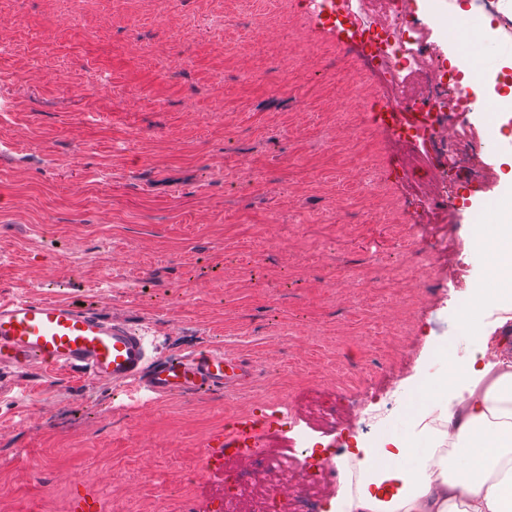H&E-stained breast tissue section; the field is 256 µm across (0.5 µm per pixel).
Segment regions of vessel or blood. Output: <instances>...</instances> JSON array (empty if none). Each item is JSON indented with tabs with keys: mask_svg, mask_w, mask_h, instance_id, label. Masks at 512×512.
Instances as JSON below:
<instances>
[{
	"mask_svg": "<svg viewBox=\"0 0 512 512\" xmlns=\"http://www.w3.org/2000/svg\"><path fill=\"white\" fill-rule=\"evenodd\" d=\"M34 366L117 386H143L160 397L236 389L254 372L249 361L220 348L154 356L141 330L70 301L1 296L0 369L23 373ZM274 425L259 407L238 415L210 443L205 468L220 469L226 455L257 447Z\"/></svg>",
	"mask_w": 512,
	"mask_h": 512,
	"instance_id": "b4317fda",
	"label": "vessel or blood"
}]
</instances>
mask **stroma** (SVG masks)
Here are the masks:
<instances>
[{
    "label": "stroma",
    "instance_id": "obj_1",
    "mask_svg": "<svg viewBox=\"0 0 512 512\" xmlns=\"http://www.w3.org/2000/svg\"><path fill=\"white\" fill-rule=\"evenodd\" d=\"M1 13L0 294L67 299L146 329L159 354L221 348L256 371L158 398L0 372V512H72L78 497L218 512L223 472L189 475L228 417L287 411L265 449L335 463L359 414L407 435L419 387L474 352L467 321L502 320L466 309L491 264L467 238L507 189L512 125L472 129L482 177L462 210L427 214L442 158L362 111L390 85L302 0Z\"/></svg>",
    "mask_w": 512,
    "mask_h": 512
}]
</instances>
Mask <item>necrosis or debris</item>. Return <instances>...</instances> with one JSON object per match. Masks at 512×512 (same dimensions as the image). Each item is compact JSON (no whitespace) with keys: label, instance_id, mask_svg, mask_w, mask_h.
Here are the masks:
<instances>
[{"label":"necrosis or debris","instance_id":"obj_1","mask_svg":"<svg viewBox=\"0 0 512 512\" xmlns=\"http://www.w3.org/2000/svg\"><path fill=\"white\" fill-rule=\"evenodd\" d=\"M434 0H315L325 24H341L360 54L379 69L394 88L393 106L401 112L424 114V127L406 126L398 138L414 143L436 141L447 126L472 127L476 112L494 104L501 92L499 76L482 90L466 85L462 71L451 67L436 45L428 43ZM255 477L228 475L222 512H319V487L325 473L317 467L304 474L306 492L282 502L279 483L289 477L291 463L284 454L262 450L253 455Z\"/></svg>","mask_w":512,"mask_h":512}]
</instances>
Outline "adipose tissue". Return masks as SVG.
<instances>
[{"instance_id": "obj_1", "label": "adipose tissue", "mask_w": 512, "mask_h": 512, "mask_svg": "<svg viewBox=\"0 0 512 512\" xmlns=\"http://www.w3.org/2000/svg\"><path fill=\"white\" fill-rule=\"evenodd\" d=\"M480 245L493 267L469 308L512 310V225L484 224ZM477 349L424 389L411 440L358 444L375 477L329 512H512V334L471 324Z\"/></svg>"}]
</instances>
